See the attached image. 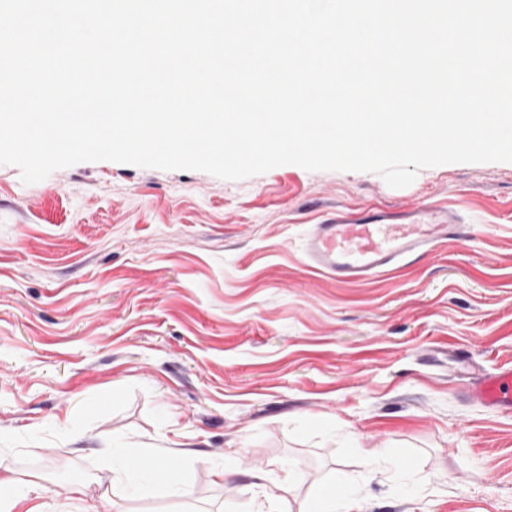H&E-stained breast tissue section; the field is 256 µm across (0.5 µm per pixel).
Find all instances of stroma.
Listing matches in <instances>:
<instances>
[{
    "instance_id": "1",
    "label": "stroma",
    "mask_w": 512,
    "mask_h": 512,
    "mask_svg": "<svg viewBox=\"0 0 512 512\" xmlns=\"http://www.w3.org/2000/svg\"><path fill=\"white\" fill-rule=\"evenodd\" d=\"M336 204L447 207L468 237L339 283L302 253ZM464 357L512 362V163L404 188L112 161L26 184L0 165V458L42 485L10 512H282L324 482L353 512H512V416L463 398ZM115 445L177 466L189 496L113 493ZM390 447L415 471H366L362 449Z\"/></svg>"
}]
</instances>
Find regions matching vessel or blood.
Returning a JSON list of instances; mask_svg holds the SVG:
<instances>
[{
  "instance_id": "obj_1",
  "label": "vessel or blood",
  "mask_w": 512,
  "mask_h": 512,
  "mask_svg": "<svg viewBox=\"0 0 512 512\" xmlns=\"http://www.w3.org/2000/svg\"><path fill=\"white\" fill-rule=\"evenodd\" d=\"M460 214L448 208H343L327 213L303 242L306 267L340 283H362L428 255L441 242L465 240ZM475 404L512 414V365L475 371L463 388Z\"/></svg>"
}]
</instances>
